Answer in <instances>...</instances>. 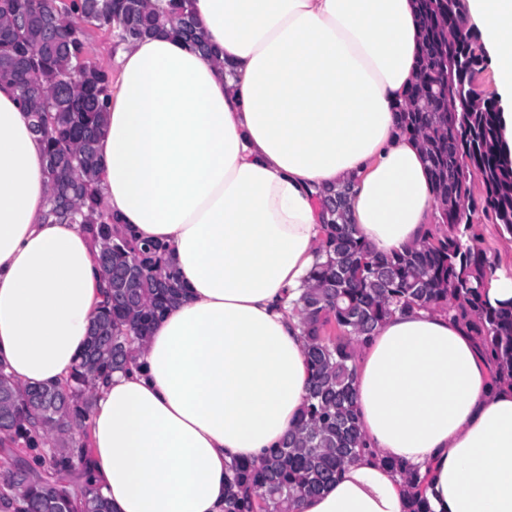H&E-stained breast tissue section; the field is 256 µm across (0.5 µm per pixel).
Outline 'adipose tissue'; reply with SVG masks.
<instances>
[{"label":"adipose tissue","instance_id":"ef3b65f1","mask_svg":"<svg viewBox=\"0 0 512 512\" xmlns=\"http://www.w3.org/2000/svg\"><path fill=\"white\" fill-rule=\"evenodd\" d=\"M493 59L512 152V0H465ZM217 54L160 32L117 49L97 143L115 227L162 243L184 290L97 381L90 469L112 512H224L234 462L280 445L307 403L299 290L324 235L317 194L351 181L373 250L421 241L428 163L399 134L417 72L414 0H193ZM0 83V370L63 382L104 287L100 246L51 220L45 146ZM355 407L368 453L298 512H408L401 461L431 512H512V390L451 315L397 313L361 343Z\"/></svg>","mask_w":512,"mask_h":512}]
</instances>
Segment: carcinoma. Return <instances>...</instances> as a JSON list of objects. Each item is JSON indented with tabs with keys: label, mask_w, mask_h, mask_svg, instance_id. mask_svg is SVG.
<instances>
[{
	"label": "carcinoma",
	"mask_w": 512,
	"mask_h": 512,
	"mask_svg": "<svg viewBox=\"0 0 512 512\" xmlns=\"http://www.w3.org/2000/svg\"><path fill=\"white\" fill-rule=\"evenodd\" d=\"M422 28L420 75L398 108V129L416 136L430 167L438 210L434 232L420 243L393 254L374 252L348 222L344 204L350 185L320 192L336 202L321 245L326 259L315 265L297 300L306 338L310 372L307 404L296 428L261 461L235 462L225 489L226 512H295L304 498L324 489L339 470L368 451L355 409L356 345L399 311L426 308L453 313L476 337L493 363L496 381L512 385V300L491 306L485 294L491 265L477 247L476 210L512 235V159L503 149L500 106L482 94L477 77L488 59L478 38L459 28L463 0H416ZM20 16L24 25H0V83L19 89L25 112L40 108L54 121L34 133L46 155H85L89 135L99 136L106 122L111 73L84 60L86 26L119 36L124 42L153 35L169 24L193 49L212 56L200 30L191 0H172L160 13L150 0H69L62 11L46 5L36 12L29 0H0V16ZM69 30L66 49L40 50L45 25ZM441 66L445 77L436 82ZM478 176L482 203L469 186ZM100 169L84 166L76 174L78 208L73 220L88 226L101 244H108L111 267L123 268L129 257L138 261L140 282L124 305L107 303L93 319L101 335L87 342L79 363L64 383L22 390L0 382L10 418V434L28 448H38L41 435L32 422L61 440L36 465L25 466L27 478L14 479L7 470L0 504L11 512H112L91 482L89 450L71 443L73 421H86L95 378L128 364V332L145 335L150 325L182 295V288L158 263L159 242L138 245L122 237L113 245L99 192ZM82 466L86 480L80 490L62 478Z\"/></svg>",
	"instance_id": "obj_1"
}]
</instances>
